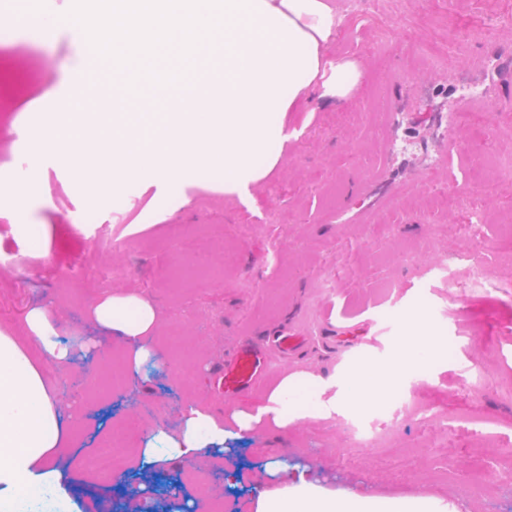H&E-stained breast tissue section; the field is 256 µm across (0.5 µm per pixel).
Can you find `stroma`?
Here are the masks:
<instances>
[{
	"instance_id": "1",
	"label": "stroma",
	"mask_w": 512,
	"mask_h": 512,
	"mask_svg": "<svg viewBox=\"0 0 512 512\" xmlns=\"http://www.w3.org/2000/svg\"><path fill=\"white\" fill-rule=\"evenodd\" d=\"M336 5L343 23L327 57L362 61L364 84L347 106L314 98L288 113L297 137L244 204L176 185L171 197L187 203L162 215L152 193L98 198L61 179L51 159L30 180L17 135L39 124L29 112H0V164L32 181L34 197L22 217L0 204V332L24 338L38 301L60 311L61 336L99 335L90 307L128 292L162 321L141 368L108 334V361L82 354L69 372L42 362L56 398L78 410L60 463L76 512H180L187 501L208 512L182 460L154 469L171 486L165 499L132 492L156 429L177 434L191 398L227 419L261 405L284 373L328 377L387 360L419 312L445 351L411 359L381 404L248 434L196 468L224 512H255L272 460L331 491L512 512V178L480 189L488 157L512 160V0ZM75 56L64 28L38 40L0 30V101L32 83L60 86ZM473 220L477 242L465 235ZM286 326L307 342L271 354L267 381L234 398L215 389L243 337ZM75 371L82 383L67 388ZM116 422L131 447L123 471L90 482L82 462ZM381 431L390 438L374 445Z\"/></svg>"
}]
</instances>
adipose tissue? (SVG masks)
<instances>
[{"label": "adipose tissue", "instance_id": "adipose-tissue-1", "mask_svg": "<svg viewBox=\"0 0 512 512\" xmlns=\"http://www.w3.org/2000/svg\"><path fill=\"white\" fill-rule=\"evenodd\" d=\"M341 23L335 0H75L62 19L33 0H10L0 28L37 33L61 25L80 54L112 60L111 98L90 111L52 114L30 140L31 171L53 157L62 178L88 180L104 196L121 197L135 185L163 202L172 185L191 184L246 199L280 164L292 139L285 118L297 102L316 95L341 103L357 90V60H325ZM91 320L118 338L134 363L151 356L148 340L159 320L149 301L110 296L92 306ZM24 325L48 362L70 368L73 348L59 341L43 305L27 309ZM439 352L424 315L410 316L390 360L340 380L285 374L256 412H233L232 427L188 403L178 435L156 432L145 460H157L161 444L190 460L262 427L372 407L395 388L406 358ZM71 419V407L58 404L18 341L1 332L0 512H19L21 496L39 488L70 508L57 463L68 452ZM268 472L278 482L259 490L255 512H439L426 497L329 491L278 461Z\"/></svg>", "mask_w": 512, "mask_h": 512}]
</instances>
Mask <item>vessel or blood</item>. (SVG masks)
Listing matches in <instances>:
<instances>
[{
  "label": "vessel or blood",
  "instance_id": "b4317fda",
  "mask_svg": "<svg viewBox=\"0 0 512 512\" xmlns=\"http://www.w3.org/2000/svg\"><path fill=\"white\" fill-rule=\"evenodd\" d=\"M112 65L96 54H89L84 67L78 70L71 84L59 97L61 108H70L78 98L111 96ZM302 338L292 329H282L273 339L272 345L266 346L245 339L224 361V368L218 379V385L226 394L238 395L251 390L270 372V350L288 354L298 350Z\"/></svg>",
  "mask_w": 512,
  "mask_h": 512
}]
</instances>
